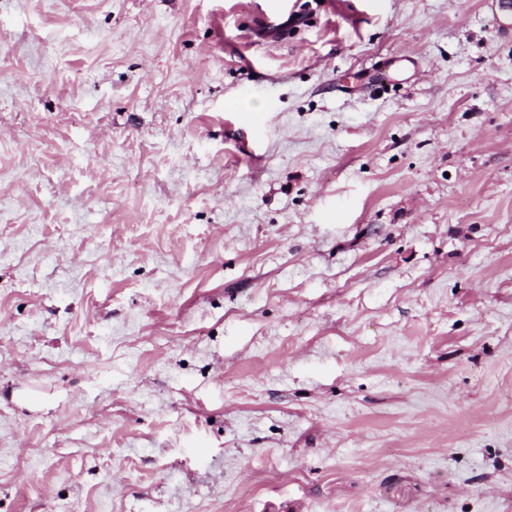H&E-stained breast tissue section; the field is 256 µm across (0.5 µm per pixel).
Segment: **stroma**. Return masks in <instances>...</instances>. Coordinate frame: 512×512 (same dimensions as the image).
Returning a JSON list of instances; mask_svg holds the SVG:
<instances>
[{
    "mask_svg": "<svg viewBox=\"0 0 512 512\" xmlns=\"http://www.w3.org/2000/svg\"><path fill=\"white\" fill-rule=\"evenodd\" d=\"M252 3L0 0V512H512L498 0ZM291 0H257L254 2L255 21L253 33L260 39L268 41H283L286 39L288 28L278 23L290 9ZM258 31H264L266 37L258 35Z\"/></svg>",
    "mask_w": 512,
    "mask_h": 512,
    "instance_id": "35a3bbf8",
    "label": "stroma"
}]
</instances>
